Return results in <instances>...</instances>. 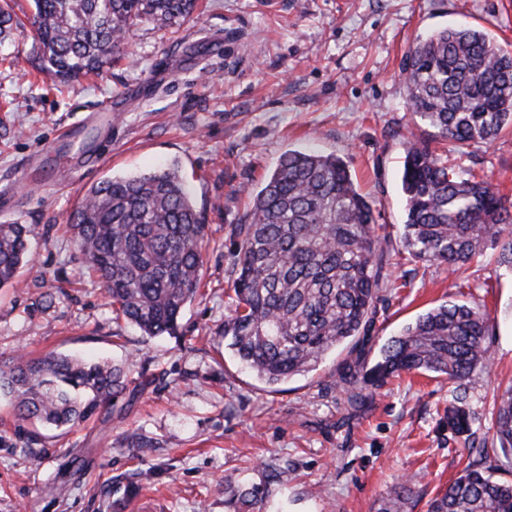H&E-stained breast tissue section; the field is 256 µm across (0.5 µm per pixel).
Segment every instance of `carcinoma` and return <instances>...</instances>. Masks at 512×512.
Segmentation results:
<instances>
[{"mask_svg": "<svg viewBox=\"0 0 512 512\" xmlns=\"http://www.w3.org/2000/svg\"><path fill=\"white\" fill-rule=\"evenodd\" d=\"M196 2L34 0L38 69L61 82L99 75L120 56L133 26H180ZM18 26L0 0V42ZM402 73L410 110L444 144L437 152L408 141L402 249L379 234L371 203L333 154L285 153L253 193L244 223L232 225L235 277L224 338L242 367L270 387L315 370L328 353L370 332L393 251L454 273L491 243L499 246L497 264L512 269V201L489 180L448 166V154L492 144L512 127V53L480 29L450 26L410 47ZM70 230L116 316L148 338L178 335L200 285L206 225L176 170L96 183ZM34 235L29 224H0V288L17 287L33 264ZM490 327L480 307L444 302L390 337L371 367L346 364L336 384L353 402L403 372L436 373L455 392L448 427L464 435L470 413L460 388L488 361ZM126 389L124 371L109 362L55 353L0 361V397L19 423L72 427ZM492 420L500 447L512 450V384L496 395ZM224 493L234 512L260 510L269 498L265 486L229 480ZM412 494L410 481L393 486L383 512H402ZM428 512H512V483L493 480L474 459L429 501Z\"/></svg>", "mask_w": 512, "mask_h": 512, "instance_id": "cac0c4a2", "label": "carcinoma"}]
</instances>
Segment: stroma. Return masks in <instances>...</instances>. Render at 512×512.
I'll return each instance as SVG.
<instances>
[{
  "mask_svg": "<svg viewBox=\"0 0 512 512\" xmlns=\"http://www.w3.org/2000/svg\"><path fill=\"white\" fill-rule=\"evenodd\" d=\"M460 24L512 51V0H199L190 22L140 24L106 73L68 85L35 71L31 38L0 45V224L37 233L20 286L0 289V360L107 359L133 382L72 428L19 426L0 401V512H233L228 479L267 486L263 512H379L390 487L412 480L406 510L427 512L468 463L448 427L447 380L404 374L352 405L336 379L451 299L491 314L489 361L467 382L466 405L486 464L512 483V453L490 428L512 382V270L497 266L496 248L460 270L463 290L445 267L391 265L371 335L278 387L224 345L229 229L283 153L342 157L378 222L398 232L407 141L433 133L406 105L403 60ZM448 161L512 198V133ZM172 164L206 224L203 277L178 336L148 338L115 319L69 224L93 184ZM137 435L152 447H136Z\"/></svg>",
  "mask_w": 512,
  "mask_h": 512,
  "instance_id": "stroma-1",
  "label": "stroma"
}]
</instances>
